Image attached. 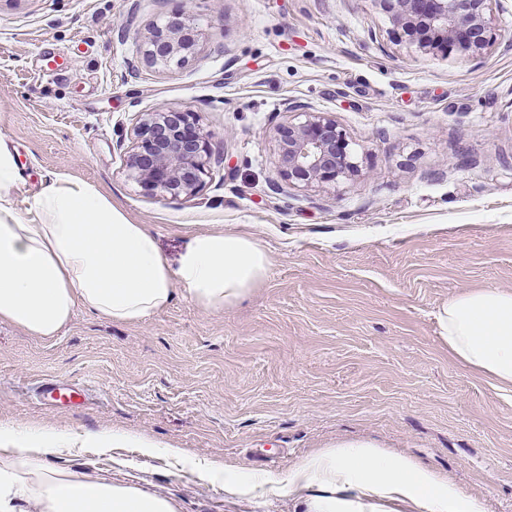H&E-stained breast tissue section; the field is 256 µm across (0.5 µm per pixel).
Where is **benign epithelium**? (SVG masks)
I'll return each mask as SVG.
<instances>
[{"label":"benign epithelium","mask_w":512,"mask_h":512,"mask_svg":"<svg viewBox=\"0 0 512 512\" xmlns=\"http://www.w3.org/2000/svg\"><path fill=\"white\" fill-rule=\"evenodd\" d=\"M392 25L424 51L478 59L498 38L495 0H375ZM136 53L152 64L184 62L195 53L194 27L183 21L157 26L142 37L126 24ZM288 121L275 128L277 165L290 187L334 184L358 175L352 142L329 112L303 102L288 103ZM213 156L195 113L171 106L142 112L125 167L145 195L191 199L204 187Z\"/></svg>","instance_id":"7a95c632"}]
</instances>
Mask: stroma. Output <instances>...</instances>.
<instances>
[{
  "instance_id": "obj_1",
  "label": "stroma",
  "mask_w": 512,
  "mask_h": 512,
  "mask_svg": "<svg viewBox=\"0 0 512 512\" xmlns=\"http://www.w3.org/2000/svg\"><path fill=\"white\" fill-rule=\"evenodd\" d=\"M188 14L181 65H151L117 30L148 34ZM478 60L400 41L374 0H0V139L17 148L19 205L55 176L88 181L157 234L254 236L270 274L209 312L178 297L142 320L76 309L58 336L0 324V423L40 421L86 437L55 465L137 484L181 512H293L291 495L240 498L193 465L100 454L121 427L283 473L303 455L362 439L448 477L487 512H512V396L452 360L435 315L480 288L512 292V0ZM296 100L332 113L357 176L272 186L274 131ZM195 112L222 164L200 194H143L124 167L140 112ZM53 377L90 389L48 410L27 394Z\"/></svg>"
}]
</instances>
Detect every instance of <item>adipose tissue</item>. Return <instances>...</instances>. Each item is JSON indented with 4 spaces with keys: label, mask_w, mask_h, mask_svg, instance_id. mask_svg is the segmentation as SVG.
<instances>
[{
    "label": "adipose tissue",
    "mask_w": 512,
    "mask_h": 512,
    "mask_svg": "<svg viewBox=\"0 0 512 512\" xmlns=\"http://www.w3.org/2000/svg\"><path fill=\"white\" fill-rule=\"evenodd\" d=\"M23 179L14 151L0 140V322L30 335L57 336L79 306L115 323L147 318L178 296L218 312L248 298L269 275L265 250L237 232L192 234L170 262L147 225L79 178L56 176L20 211L15 191ZM436 320L457 363L512 393V292L463 293ZM82 441L44 424H0V512H179L175 500L141 486L51 466V458ZM127 442L145 457L189 461L184 449L120 429L97 437L104 453ZM196 470L239 497L294 494V512H390L394 504L417 512H485L436 472L365 440L315 450L283 475H241L220 461Z\"/></svg>",
    "instance_id": "adipose-tissue-1"
}]
</instances>
